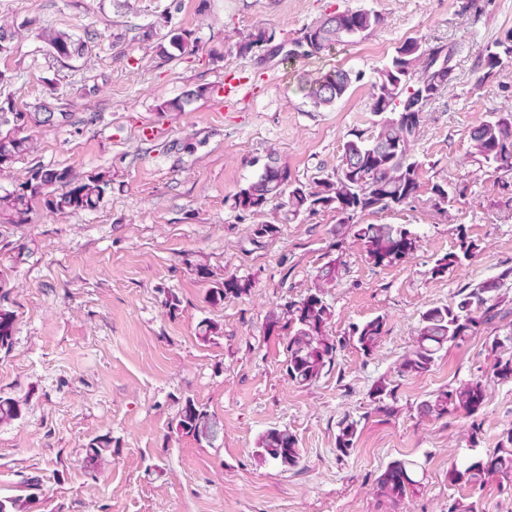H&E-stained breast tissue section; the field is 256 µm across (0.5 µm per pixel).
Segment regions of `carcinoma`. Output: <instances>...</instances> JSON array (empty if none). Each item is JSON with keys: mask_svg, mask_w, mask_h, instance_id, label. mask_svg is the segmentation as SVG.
I'll return each instance as SVG.
<instances>
[{"mask_svg": "<svg viewBox=\"0 0 512 512\" xmlns=\"http://www.w3.org/2000/svg\"><path fill=\"white\" fill-rule=\"evenodd\" d=\"M383 23V18L366 10L329 13L320 21L302 28L288 40V52L283 58L317 57L337 44L354 43ZM270 29L257 27L236 43L241 56L252 53L254 47L267 40ZM44 40L59 58L84 54L86 41L62 30L48 29ZM141 41L153 42L158 59L165 61L173 52L184 53L189 47L188 33L173 29L160 37L149 30L142 31ZM455 49L448 44H431L418 38H409L395 49V54L374 71L371 81V112L378 116L370 130H355L343 145V152L333 173L316 177L309 187L292 179L288 168L271 156L258 174L234 197V208L242 213L257 214L270 205L282 210L281 223L297 219L303 213L323 209L336 212L334 235L336 243L352 231L369 260L377 266H389L411 255L418 246L419 236L402 225L355 224L350 214L392 211L413 203L421 188V162L414 155V146L426 108L448 89L455 80ZM483 78L497 75L512 64V31L506 32L480 51ZM360 78L350 70L336 68L316 77H305L299 89L314 107H329L340 101L349 91L353 80ZM202 95L189 91L181 98L158 105L160 112L184 109L191 99ZM56 119L45 114V105L32 108L13 100L0 104V168L27 155L32 150L27 131L39 126H58L73 113L61 107ZM471 153L489 167L512 171V112H490L471 133ZM111 179L107 172L78 177L71 171L33 167L25 172L16 187L0 195V223L21 224L27 221L34 205L41 203L51 212L65 213L92 210L103 200ZM432 206L447 211L448 186L435 183L430 188ZM280 233L277 224H255L253 239L271 240ZM460 235V251H451L436 259L431 269L434 276L472 258L478 245ZM195 275L203 281H214L206 301L212 306L238 299L250 293L254 282L242 276L227 274L222 280H213L214 272L205 264L188 262ZM342 268L341 258L324 263L318 270L315 286L307 293L273 312L266 319L269 336L285 337L286 370L294 383L308 386L316 382L325 368L335 362L341 340L329 333L332 308L326 295ZM512 279V267L489 277L472 287H466L449 304L429 307L419 315L416 339L411 350L398 363L397 373L402 377L429 372L439 353L451 345H458L507 316L502 308L501 288ZM11 288L0 276V351L10 350L16 324V311L10 302ZM387 319L378 315L353 327L349 339L363 354L370 355L386 334ZM490 376L500 381L512 380V357H496L490 367ZM488 376V377H490ZM488 377L481 374L448 384L427 395L417 406L418 415L431 421H440L450 415L476 416L487 396ZM373 410L387 417L395 414L394 388L380 381L369 391ZM22 401L0 396V424L21 417ZM215 417L195 400H185L175 429L193 438L198 444L214 445L212 435ZM359 421L344 417L336 435V450L348 454L358 439ZM112 455V437L102 435L86 445L85 468L93 473L105 457ZM256 456L262 463L282 468H294L300 461L297 438L287 430L272 427L257 441ZM425 463L400 458L388 463L376 478L377 497L397 506L416 496L422 490L419 473ZM491 480L498 489L512 491V428L507 429L493 448L480 447L477 428H472L468 452L457 458L448 468V484L463 490V494L448 498V512H482L483 504L476 493ZM41 501L39 480L30 478L26 494L0 498V512H37Z\"/></svg>", "mask_w": 512, "mask_h": 512, "instance_id": "carcinoma-1", "label": "carcinoma"}]
</instances>
